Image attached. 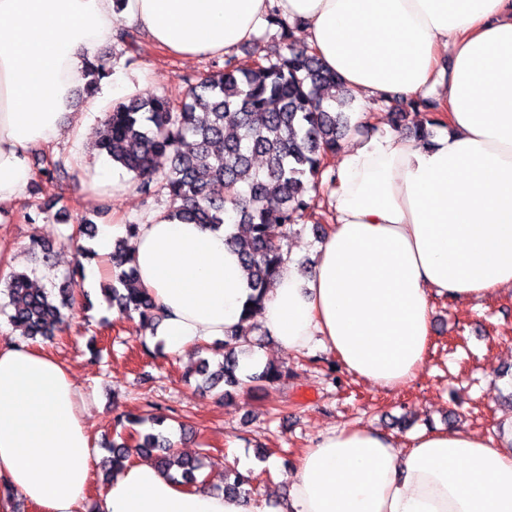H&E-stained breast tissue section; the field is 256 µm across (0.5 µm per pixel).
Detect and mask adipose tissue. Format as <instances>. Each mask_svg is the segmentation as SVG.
Returning a JSON list of instances; mask_svg holds the SVG:
<instances>
[{"label":"adipose tissue","mask_w":512,"mask_h":512,"mask_svg":"<svg viewBox=\"0 0 512 512\" xmlns=\"http://www.w3.org/2000/svg\"><path fill=\"white\" fill-rule=\"evenodd\" d=\"M279 14L355 98L354 134L326 172L332 227L311 275L283 261L257 317L286 353L319 346L381 389L425 365L431 300L512 288V0H0V207L32 181V149L85 138L72 108L85 66L119 22L183 59L251 41ZM440 91L431 138L373 129L367 101ZM214 228L159 217L130 253L160 307L166 353L223 338L249 294ZM86 408L68 368L0 345V512H79L91 473ZM279 512H512V448L426 428L408 449L367 428L320 436L288 473ZM98 512H263L254 499L192 490L147 461L114 474Z\"/></svg>","instance_id":"1"}]
</instances>
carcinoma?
Returning <instances> with one entry per match:
<instances>
[{
  "instance_id": "carcinoma-1",
  "label": "carcinoma",
  "mask_w": 512,
  "mask_h": 512,
  "mask_svg": "<svg viewBox=\"0 0 512 512\" xmlns=\"http://www.w3.org/2000/svg\"><path fill=\"white\" fill-rule=\"evenodd\" d=\"M276 60L256 61L250 66L236 63L234 56L224 67L189 80L184 98L166 96L125 97L112 103L102 121L95 147L98 154L134 174L138 191L145 196L163 192L170 209L165 217L188 224L217 227L232 220L238 233L231 245L240 253L248 273L250 293L238 330L224 337L223 361L210 369L201 361L200 384L214 389L221 384L240 388L237 345L256 344L250 337L257 325L250 323L263 304L284 256L282 241L295 226L311 217L310 190L340 148V141L353 130L354 99L341 93L330 99L323 92L341 86L336 73L326 69L303 46L290 42ZM109 70L102 62L87 67V94L98 92ZM260 156L264 166L253 169ZM169 160L168 168L156 167L157 159ZM221 186L224 195L214 197L211 188ZM95 236V224L84 219L67 236L78 257L92 259L96 252L79 244ZM111 283L104 297L120 314L136 321V329L154 328L161 314L152 297L136 286L137 272L122 241L109 256ZM71 283L52 288L33 283L23 271L11 273L7 285L13 330L26 340L51 339L67 328L65 311L73 308ZM282 370L268 363L251 377L253 383L279 380ZM133 423L150 425L131 441L105 444L108 455L101 468L106 479L133 455L152 456L166 474L178 472L186 487L199 480L202 461L174 449V443L159 430L165 417L138 416ZM251 474L234 467L224 470V492L246 494Z\"/></svg>"
}]
</instances>
